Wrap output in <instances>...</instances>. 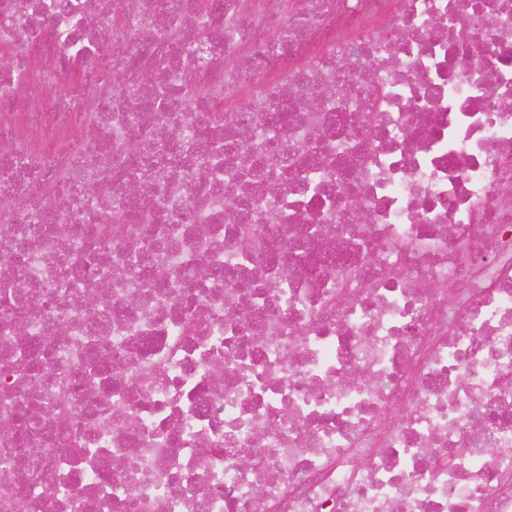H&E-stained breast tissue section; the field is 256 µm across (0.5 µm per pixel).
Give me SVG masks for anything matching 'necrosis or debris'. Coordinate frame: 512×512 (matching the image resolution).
<instances>
[{"label":"necrosis or debris","mask_w":512,"mask_h":512,"mask_svg":"<svg viewBox=\"0 0 512 512\" xmlns=\"http://www.w3.org/2000/svg\"><path fill=\"white\" fill-rule=\"evenodd\" d=\"M0 512H512V0H0Z\"/></svg>","instance_id":"1"}]
</instances>
